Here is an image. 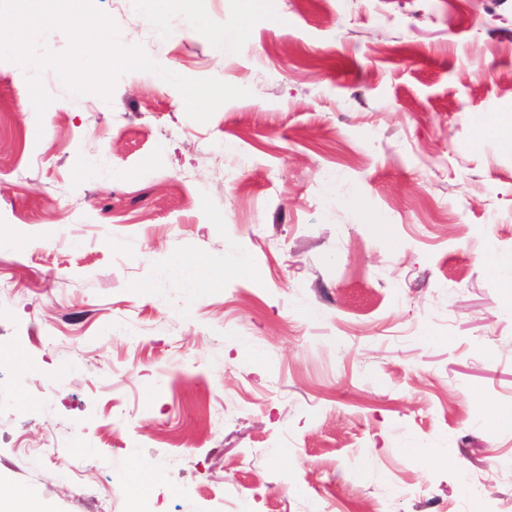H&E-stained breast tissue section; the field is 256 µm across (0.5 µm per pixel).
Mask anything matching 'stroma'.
Listing matches in <instances>:
<instances>
[{
  "label": "stroma",
  "instance_id": "1",
  "mask_svg": "<svg viewBox=\"0 0 512 512\" xmlns=\"http://www.w3.org/2000/svg\"><path fill=\"white\" fill-rule=\"evenodd\" d=\"M93 3L250 94L199 123L157 74L105 99L49 70L40 116L0 60V483L41 512H127L138 465L148 512H512V0ZM170 272L189 283H197L204 279L205 272L200 265L187 261L182 256H173L169 261Z\"/></svg>",
  "mask_w": 512,
  "mask_h": 512
}]
</instances>
